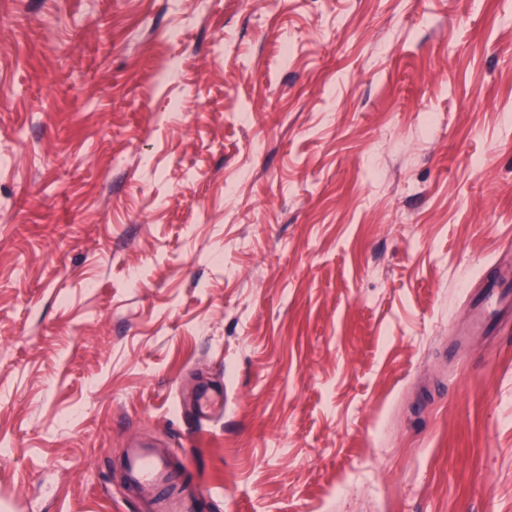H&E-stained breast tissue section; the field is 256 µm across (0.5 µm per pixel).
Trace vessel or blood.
Wrapping results in <instances>:
<instances>
[{
  "instance_id": "vessel-or-blood-1",
  "label": "vessel or blood",
  "mask_w": 512,
  "mask_h": 512,
  "mask_svg": "<svg viewBox=\"0 0 512 512\" xmlns=\"http://www.w3.org/2000/svg\"><path fill=\"white\" fill-rule=\"evenodd\" d=\"M512 321V266L499 268L471 296L466 335H485L498 322ZM178 461L167 449L136 446L126 451V479L139 496L150 499L157 512H199L200 500L178 493L167 497L157 491L165 485Z\"/></svg>"
}]
</instances>
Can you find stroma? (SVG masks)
Here are the masks:
<instances>
[{
  "label": "stroma",
  "mask_w": 512,
  "mask_h": 512,
  "mask_svg": "<svg viewBox=\"0 0 512 512\" xmlns=\"http://www.w3.org/2000/svg\"><path fill=\"white\" fill-rule=\"evenodd\" d=\"M511 259L512 0H0V501L512 512ZM512 320V266L499 267L497 275L486 281L471 296L467 330L463 336L474 338L489 332L495 322ZM179 464L165 448H128L125 458L127 483L139 496L150 499L159 512H200L201 497H187L182 491L167 497L157 494L158 489L169 481Z\"/></svg>",
  "instance_id": "1"
}]
</instances>
